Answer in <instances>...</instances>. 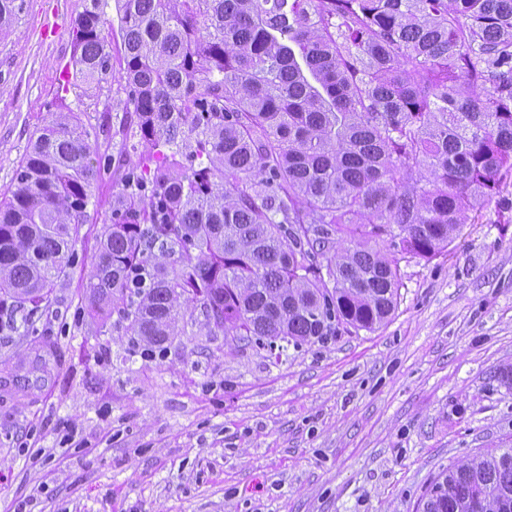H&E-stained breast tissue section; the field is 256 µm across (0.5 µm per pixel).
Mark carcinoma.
I'll return each mask as SVG.
<instances>
[{
  "mask_svg": "<svg viewBox=\"0 0 512 512\" xmlns=\"http://www.w3.org/2000/svg\"><path fill=\"white\" fill-rule=\"evenodd\" d=\"M23 7L0 0V31ZM116 22L141 153L83 298L145 351L200 315L271 352L373 332L396 255L447 250L512 169V0H86L69 85L87 109ZM100 173L79 113H51L0 194L1 335L63 317ZM423 512H512V448L442 473Z\"/></svg>",
  "mask_w": 512,
  "mask_h": 512,
  "instance_id": "1",
  "label": "carcinoma"
}]
</instances>
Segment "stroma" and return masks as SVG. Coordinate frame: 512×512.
Returning <instances> with one entry per match:
<instances>
[{
  "label": "stroma",
  "instance_id": "stroma-1",
  "mask_svg": "<svg viewBox=\"0 0 512 512\" xmlns=\"http://www.w3.org/2000/svg\"><path fill=\"white\" fill-rule=\"evenodd\" d=\"M85 0H25L0 31V192L53 112H81L109 159L61 318L0 339L24 390H0V512H422L448 468L512 448V171L447 251L405 257L391 318L374 332L289 347L278 362L193 327L164 356L129 361L137 337L98 331L82 299L100 227L111 221L115 159L134 160L109 79L81 110L59 75ZM61 34L42 39L46 14ZM51 449L52 458L31 453Z\"/></svg>",
  "mask_w": 512,
  "mask_h": 512
}]
</instances>
